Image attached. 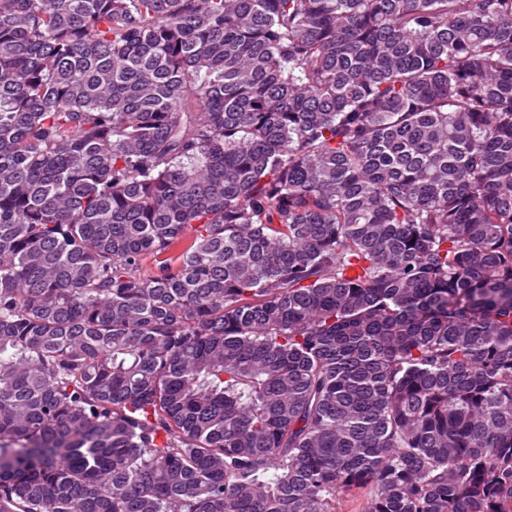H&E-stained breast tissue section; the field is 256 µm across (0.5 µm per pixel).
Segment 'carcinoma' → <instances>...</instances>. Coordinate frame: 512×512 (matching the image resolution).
<instances>
[{"label":"carcinoma","mask_w":512,"mask_h":512,"mask_svg":"<svg viewBox=\"0 0 512 512\" xmlns=\"http://www.w3.org/2000/svg\"><path fill=\"white\" fill-rule=\"evenodd\" d=\"M353 490L512 512V0H0V512Z\"/></svg>","instance_id":"obj_1"}]
</instances>
